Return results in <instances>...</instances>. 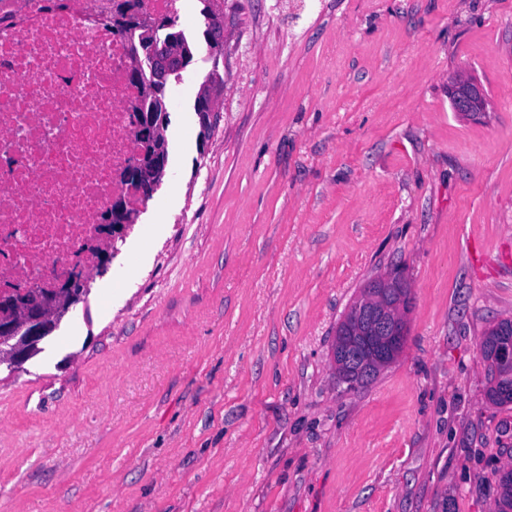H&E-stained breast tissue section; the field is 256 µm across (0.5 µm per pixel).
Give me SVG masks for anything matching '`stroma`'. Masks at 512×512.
Masks as SVG:
<instances>
[{
  "label": "stroma",
  "instance_id": "obj_1",
  "mask_svg": "<svg viewBox=\"0 0 512 512\" xmlns=\"http://www.w3.org/2000/svg\"><path fill=\"white\" fill-rule=\"evenodd\" d=\"M201 9L172 177L42 353L0 367V512H497L512 404L479 344L512 319V0H222L216 65ZM459 75L484 115L454 112ZM390 273L408 335L349 386L336 326ZM217 72L218 68H212V70L206 76V79L204 80L203 84H217V78H219V73ZM208 88H211V86L207 85L205 91H207ZM208 93L209 94H204L202 92V95H204V109L203 112H198L204 142L207 140L206 136H209L210 132L213 131V129L215 128L219 115L221 114L219 112V108L217 105V98L213 95V93L210 90H208Z\"/></svg>",
  "mask_w": 512,
  "mask_h": 512
}]
</instances>
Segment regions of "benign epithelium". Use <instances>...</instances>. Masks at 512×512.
I'll use <instances>...</instances> for the list:
<instances>
[{"instance_id": "benign-epithelium-1", "label": "benign epithelium", "mask_w": 512, "mask_h": 512, "mask_svg": "<svg viewBox=\"0 0 512 512\" xmlns=\"http://www.w3.org/2000/svg\"><path fill=\"white\" fill-rule=\"evenodd\" d=\"M160 48L153 41L143 53H134L129 63L132 80L136 84L147 82L163 84L169 74L168 62L160 60ZM454 111L478 115L486 111L487 96L482 86L471 78L460 77L449 86ZM220 112L217 98L204 94V109L199 113L202 134L207 136L216 126ZM162 119L152 112H144L136 120V130L147 131L148 141L140 143L136 155L128 164L127 178L149 187L153 180L165 175L166 159L163 145L157 140ZM104 226L110 232L112 248L125 239L132 223L127 211L121 207L107 210ZM89 287L86 278H66L51 288L34 285L19 287L0 294V345L11 351V362L24 363L27 351L37 346L44 337L57 329L54 312L71 310L82 300L80 288ZM410 301V288L398 274L381 277L366 286L361 310L362 331L350 340L341 341L333 351L336 373L351 385L364 383L373 371L388 365V359L402 344L407 326L399 310Z\"/></svg>"}]
</instances>
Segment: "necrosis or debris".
<instances>
[{
    "label": "necrosis or debris",
    "instance_id": "necrosis-or-debris-1",
    "mask_svg": "<svg viewBox=\"0 0 512 512\" xmlns=\"http://www.w3.org/2000/svg\"><path fill=\"white\" fill-rule=\"evenodd\" d=\"M111 0H0V292L97 272L138 144L127 43Z\"/></svg>",
    "mask_w": 512,
    "mask_h": 512
}]
</instances>
